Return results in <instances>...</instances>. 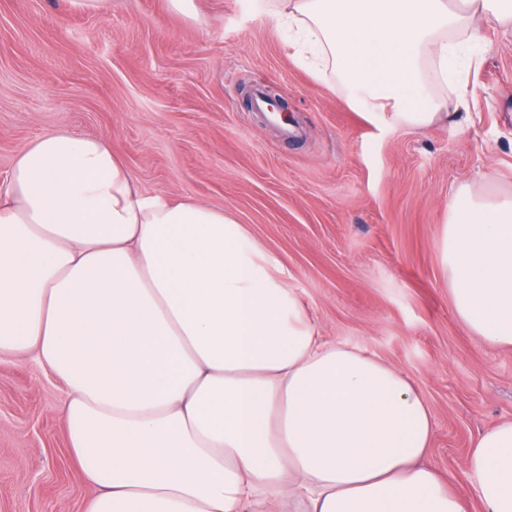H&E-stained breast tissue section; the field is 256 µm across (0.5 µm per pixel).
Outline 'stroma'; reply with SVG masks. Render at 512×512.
Wrapping results in <instances>:
<instances>
[{
  "mask_svg": "<svg viewBox=\"0 0 512 512\" xmlns=\"http://www.w3.org/2000/svg\"><path fill=\"white\" fill-rule=\"evenodd\" d=\"M0 0V183L44 131L105 136L148 194L195 197L275 252L323 336L392 363L423 392L429 462L480 512L466 458L512 420V349L456 318L441 252L462 186L512 193V31L480 28L461 71L467 109L424 128L372 122L333 74L302 66L276 0ZM262 80L299 129L254 111ZM59 381L29 356L0 360V512H85V485L55 408Z\"/></svg>",
  "mask_w": 512,
  "mask_h": 512,
  "instance_id": "obj_1",
  "label": "stroma"
}]
</instances>
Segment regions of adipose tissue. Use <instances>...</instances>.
I'll list each match as a JSON object with an SVG mask.
<instances>
[{"label":"adipose tissue","mask_w":512,"mask_h":512,"mask_svg":"<svg viewBox=\"0 0 512 512\" xmlns=\"http://www.w3.org/2000/svg\"><path fill=\"white\" fill-rule=\"evenodd\" d=\"M276 17L357 105L424 127L468 103L464 83L434 99L430 75L475 61L483 21L512 29V0H279ZM443 264L458 319L512 348V194L460 189ZM19 355L64 385L87 512H465L408 376L322 336L232 215L141 192L108 137L45 131L0 185V357ZM466 467L483 512H512V421Z\"/></svg>","instance_id":"adipose-tissue-1"}]
</instances>
